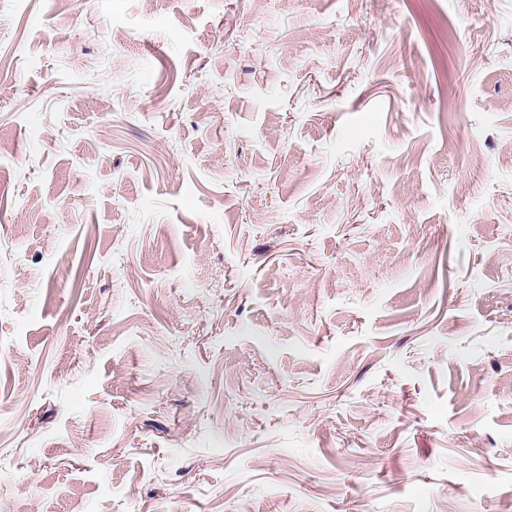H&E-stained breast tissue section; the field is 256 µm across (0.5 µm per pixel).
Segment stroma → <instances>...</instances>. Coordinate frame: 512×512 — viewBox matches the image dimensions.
<instances>
[{
    "instance_id": "stroma-1",
    "label": "stroma",
    "mask_w": 512,
    "mask_h": 512,
    "mask_svg": "<svg viewBox=\"0 0 512 512\" xmlns=\"http://www.w3.org/2000/svg\"><path fill=\"white\" fill-rule=\"evenodd\" d=\"M512 504V0H0V512Z\"/></svg>"
}]
</instances>
